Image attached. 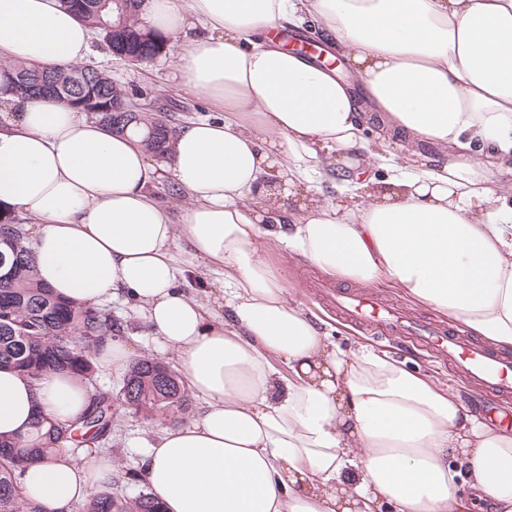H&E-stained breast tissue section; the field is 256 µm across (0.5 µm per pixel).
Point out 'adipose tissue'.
Returning <instances> with one entry per match:
<instances>
[{"instance_id":"1","label":"adipose tissue","mask_w":512,"mask_h":512,"mask_svg":"<svg viewBox=\"0 0 512 512\" xmlns=\"http://www.w3.org/2000/svg\"><path fill=\"white\" fill-rule=\"evenodd\" d=\"M141 17L169 37L197 28L175 67L214 118L175 127L153 157L61 100L2 89L0 211L31 220L25 244L60 296L138 302L204 400L147 449L163 512H512V432L388 354L343 352L270 254L388 284L512 349V0H144ZM307 18L368 103L278 45L274 30ZM90 41L62 0H0L8 60L63 68ZM334 170L356 176L352 203L316 187ZM165 171L190 198L178 224L150 193ZM181 235L222 276L206 301L183 289ZM89 404L68 372L0 368L1 435ZM112 481L90 453L31 465L22 488L68 512Z\"/></svg>"}]
</instances>
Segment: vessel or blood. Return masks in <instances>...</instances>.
I'll return each mask as SVG.
<instances>
[{
  "mask_svg": "<svg viewBox=\"0 0 512 512\" xmlns=\"http://www.w3.org/2000/svg\"><path fill=\"white\" fill-rule=\"evenodd\" d=\"M324 293L344 321L389 336L412 339L431 355L455 366L474 386L512 394V357L457 330L402 315L396 307L369 291L341 292L325 288Z\"/></svg>",
  "mask_w": 512,
  "mask_h": 512,
  "instance_id": "vessel-or-blood-1",
  "label": "vessel or blood"
}]
</instances>
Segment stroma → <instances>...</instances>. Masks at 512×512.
Returning a JSON list of instances; mask_svg holds the SVG:
<instances>
[{"label": "stroma", "mask_w": 512, "mask_h": 512, "mask_svg": "<svg viewBox=\"0 0 512 512\" xmlns=\"http://www.w3.org/2000/svg\"><path fill=\"white\" fill-rule=\"evenodd\" d=\"M188 43L189 39L185 36L172 39V52L147 64L134 66L112 55L100 36L96 35L92 38L91 52L85 63L107 72L127 92L136 94L140 102L161 107L169 125L175 127L188 120H203L209 116L204 95L188 90L176 74L175 54ZM282 261L288 267V290L291 295L306 310L320 318L321 330L334 336L342 348L365 344L388 352L403 361L406 367L429 375L456 393L469 412L486 415L503 411L512 415V398L498 400L479 390L469 384L454 367L431 357L406 338L384 336L343 321L322 298L318 288L319 283L325 281L332 288H339V280L327 278L326 274L303 258L286 255ZM103 307L111 312L113 320L121 326L119 341L131 346L137 355L156 358L169 367H176L174 354L160 350L146 323L144 311L136 303L119 296L104 302ZM203 408V400L193 395L189 398L186 410H167L145 419L122 406L120 401H113L112 412L117 432L112 438L114 451L111 460L116 474L112 494L131 497L145 490V482L128 480L127 471L140 469L147 444L155 440L163 429L188 424Z\"/></svg>", "instance_id": "obj_1"}]
</instances>
